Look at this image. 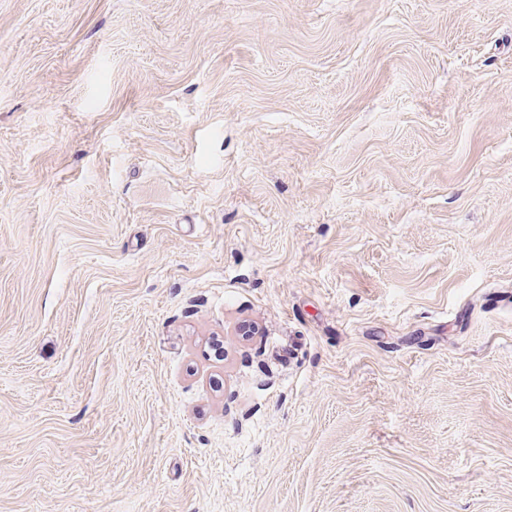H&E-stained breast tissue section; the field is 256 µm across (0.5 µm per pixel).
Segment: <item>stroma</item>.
Segmentation results:
<instances>
[{
    "label": "stroma",
    "mask_w": 512,
    "mask_h": 512,
    "mask_svg": "<svg viewBox=\"0 0 512 512\" xmlns=\"http://www.w3.org/2000/svg\"><path fill=\"white\" fill-rule=\"evenodd\" d=\"M0 512H512V0H0Z\"/></svg>",
    "instance_id": "obj_1"
}]
</instances>
